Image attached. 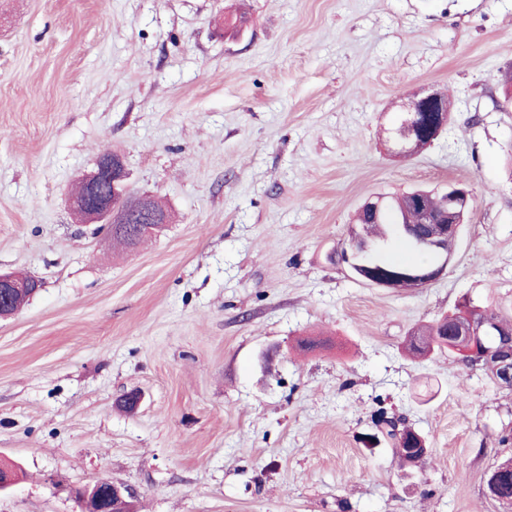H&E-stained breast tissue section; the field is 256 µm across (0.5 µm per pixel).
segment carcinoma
Here are the masks:
<instances>
[{"mask_svg": "<svg viewBox=\"0 0 512 512\" xmlns=\"http://www.w3.org/2000/svg\"><path fill=\"white\" fill-rule=\"evenodd\" d=\"M124 202L129 223L112 232V242L123 248H132L154 237V234L144 230L147 218L139 211L140 198H134L128 194ZM441 206L442 197L433 188L428 191L414 189L400 195L387 196L385 206L377 216L370 214L366 208L362 207L357 213L356 223L349 228L348 239L342 246V250L351 248L353 238L361 236L372 246V252L369 255L371 264L386 272L430 267L432 251L413 245L412 237L398 229V225L405 224L418 229L421 225L422 210L439 212ZM393 240L405 241L412 245V249L423 256V259L416 263H404L386 256L383 249ZM471 324L476 326L496 324L500 335L491 341V346L496 348L491 359L483 358L479 349L471 354L462 350L460 351L462 362L468 367H481L490 372L491 378L498 385L511 388L512 380L504 376V368L508 365L512 366V322L468 300L455 312L414 332L409 340L408 351L418 356L442 351L450 346V340L459 327ZM385 422L387 423L386 433L392 440L397 456L404 464L414 465L426 457L423 440L413 429L399 426L398 421L393 418H387ZM497 490L500 497L512 500V464H505L500 472Z\"/></svg>", "mask_w": 512, "mask_h": 512, "instance_id": "carcinoma-1", "label": "carcinoma"}]
</instances>
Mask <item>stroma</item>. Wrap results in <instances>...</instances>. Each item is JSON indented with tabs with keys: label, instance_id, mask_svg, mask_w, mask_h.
<instances>
[{
	"label": "stroma",
	"instance_id": "stroma-1",
	"mask_svg": "<svg viewBox=\"0 0 512 512\" xmlns=\"http://www.w3.org/2000/svg\"><path fill=\"white\" fill-rule=\"evenodd\" d=\"M507 72L512 0H0V270L42 283L0 320V512L102 479L137 512H507L512 389L406 349L467 300L512 319ZM420 89L451 118L403 161ZM106 152L171 212L132 250L70 211ZM451 182L475 202L440 278L336 261L367 199ZM382 414L424 467L369 443ZM385 422L386 433L392 440L397 456L404 464L414 465L426 457L424 442L413 429L404 425L400 428L398 421L393 418H387Z\"/></svg>",
	"mask_w": 512,
	"mask_h": 512
}]
</instances>
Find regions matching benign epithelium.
<instances>
[{
	"instance_id": "1",
	"label": "benign epithelium",
	"mask_w": 512,
	"mask_h": 512,
	"mask_svg": "<svg viewBox=\"0 0 512 512\" xmlns=\"http://www.w3.org/2000/svg\"><path fill=\"white\" fill-rule=\"evenodd\" d=\"M437 93L423 90L414 94L404 105L403 119L399 127L392 129V139L397 146V152L409 158L413 156L412 146L419 142L428 141L422 125V113L435 111ZM129 173L122 159L112 153L101 156L93 170L81 177L84 193L79 198H71V210L76 220L81 224H103L112 227L114 224H123L125 220L122 212L124 189ZM445 196L460 205V209L444 211V218L424 212L422 225L437 229V233L423 234L417 244L436 251L444 252L446 248L443 239L448 231L456 232L463 223V216L470 206L471 194L458 185L446 188ZM447 263L433 266L426 271H413L402 276H395L392 281L378 280L371 277L365 281L384 288H395L397 282L402 280L412 288H422L437 280L444 272ZM30 291L27 281L14 273L0 271V317H7L14 313L12 305L15 298ZM497 328L471 327L461 334L463 342L476 348L480 336H490ZM81 512H129L132 508L131 499L135 492L124 486H118L109 480H100L91 488H82L74 491Z\"/></svg>"
}]
</instances>
